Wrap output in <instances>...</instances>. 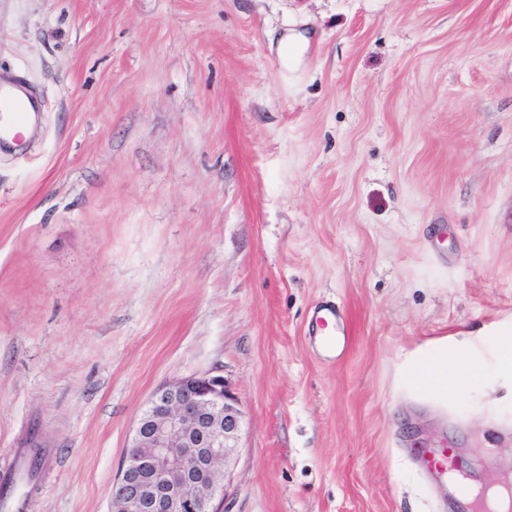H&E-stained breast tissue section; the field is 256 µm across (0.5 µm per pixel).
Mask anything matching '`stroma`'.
Segmentation results:
<instances>
[{
  "label": "stroma",
  "instance_id": "obj_1",
  "mask_svg": "<svg viewBox=\"0 0 512 512\" xmlns=\"http://www.w3.org/2000/svg\"><path fill=\"white\" fill-rule=\"evenodd\" d=\"M14 75L0 468L60 458L27 512H109L154 390L205 372L244 412L222 512H458L422 446L512 483V0H0ZM443 343L476 389L404 377ZM37 99L18 87H5L0 84V112L3 122L0 125V138L8 139L23 124L31 113L38 112ZM314 322L316 329L310 333L314 343L328 358L334 361L341 358L348 350L349 338L344 330L339 312L332 306H322L317 311ZM329 325H331V330L325 334L323 330Z\"/></svg>",
  "mask_w": 512,
  "mask_h": 512
}]
</instances>
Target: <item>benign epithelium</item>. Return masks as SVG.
I'll list each match as a JSON object with an SVG mask.
<instances>
[{
	"instance_id": "obj_1",
	"label": "benign epithelium",
	"mask_w": 512,
	"mask_h": 512,
	"mask_svg": "<svg viewBox=\"0 0 512 512\" xmlns=\"http://www.w3.org/2000/svg\"><path fill=\"white\" fill-rule=\"evenodd\" d=\"M243 414L224 376L193 374L151 396L112 482L111 512H220Z\"/></svg>"
}]
</instances>
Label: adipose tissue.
Returning <instances> with one entry per match:
<instances>
[{
	"instance_id": "ef3b65f1",
	"label": "adipose tissue",
	"mask_w": 512,
	"mask_h": 512,
	"mask_svg": "<svg viewBox=\"0 0 512 512\" xmlns=\"http://www.w3.org/2000/svg\"><path fill=\"white\" fill-rule=\"evenodd\" d=\"M410 379L416 388L436 395H447L449 385L465 389L482 377L479 359L452 360L448 357L447 346L432 349L418 359L409 371Z\"/></svg>"
}]
</instances>
